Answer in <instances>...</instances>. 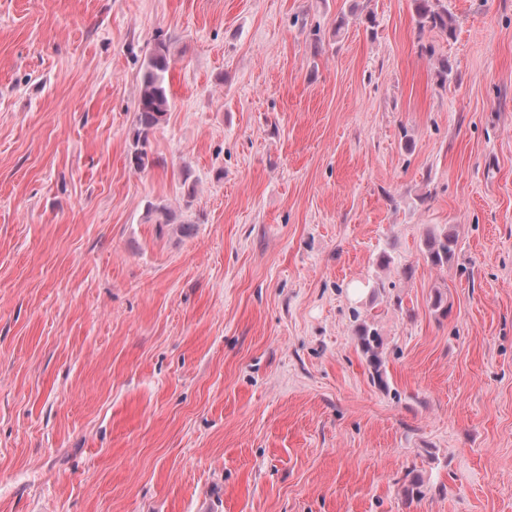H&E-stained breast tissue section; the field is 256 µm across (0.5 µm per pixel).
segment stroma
Returning a JSON list of instances; mask_svg holds the SVG:
<instances>
[{"label": "stroma", "mask_w": 512, "mask_h": 512, "mask_svg": "<svg viewBox=\"0 0 512 512\" xmlns=\"http://www.w3.org/2000/svg\"><path fill=\"white\" fill-rule=\"evenodd\" d=\"M443 2L0 0V512H512V0ZM415 11L419 17L420 28H437L448 34L453 32V18L448 14V8L434 9L432 0H413ZM169 48L164 41L155 44L144 66L136 101V119L130 131L131 168L143 171L158 163L151 155L150 137L167 119L170 110V91L167 75L171 67ZM145 219L148 223L158 224L160 231L166 229L181 236H189L192 224L177 223V216L174 211L166 205L148 204L145 210ZM424 247L428 262L434 266H443L455 256L457 237L450 230L439 234H430L424 242ZM357 333L360 350L372 369L371 378L373 382L378 383V385H385L382 370L384 364L382 336L377 329L366 323L359 326Z\"/></svg>", "instance_id": "obj_1"}]
</instances>
